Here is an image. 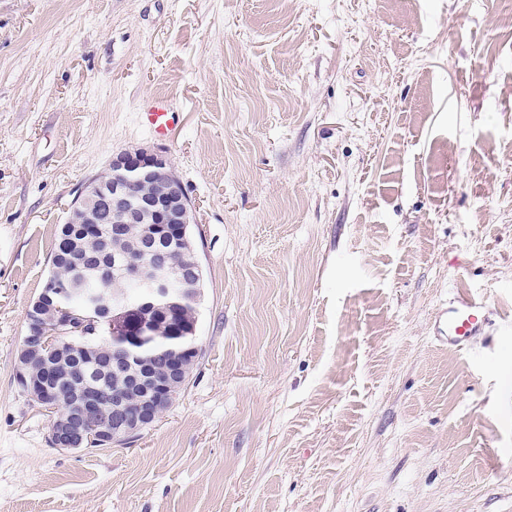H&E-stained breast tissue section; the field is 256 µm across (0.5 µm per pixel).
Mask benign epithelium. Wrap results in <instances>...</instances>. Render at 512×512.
Instances as JSON below:
<instances>
[{
	"label": "benign epithelium",
	"instance_id": "benign-epithelium-1",
	"mask_svg": "<svg viewBox=\"0 0 512 512\" xmlns=\"http://www.w3.org/2000/svg\"><path fill=\"white\" fill-rule=\"evenodd\" d=\"M110 172L91 179L89 191L99 200L112 204L119 231L127 224H138L146 213L156 223L147 226L141 255L112 263V280L136 289V296L126 291H76L80 295L76 308L52 307V315L36 314L30 319V334L43 338L42 348L58 349L62 337L74 333L66 328L67 317L78 313L109 323L112 332V369H133L154 358L164 359L161 374L143 381L142 394L128 400L123 391L114 390L112 414L96 413L101 395L87 389L79 404V412L69 413L48 386H29L30 397L37 405L53 413L49 441L61 450H77L85 442V428L90 425L101 444H119L138 436L153 426L188 383L183 358L197 351L196 324H172L170 310L196 304L201 298L200 266L176 268L168 262L171 246L185 238L192 220V208L181 182L168 158L139 148L112 158ZM93 212L82 198L74 201L68 223L92 224Z\"/></svg>",
	"mask_w": 512,
	"mask_h": 512
}]
</instances>
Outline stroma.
I'll return each mask as SVG.
<instances>
[{
	"label": "stroma",
	"mask_w": 512,
	"mask_h": 512,
	"mask_svg": "<svg viewBox=\"0 0 512 512\" xmlns=\"http://www.w3.org/2000/svg\"><path fill=\"white\" fill-rule=\"evenodd\" d=\"M132 148L193 206L199 355L153 427L62 451L17 352ZM511 319L512 0H0V512H512ZM173 109V104L165 97L155 96L140 107V123L152 132L163 135L170 133L173 138L178 123V114ZM443 332L449 348L465 349L473 336L485 328L484 303L466 290H460L448 300V309L443 313Z\"/></svg>",
	"instance_id": "stroma-1"
}]
</instances>
